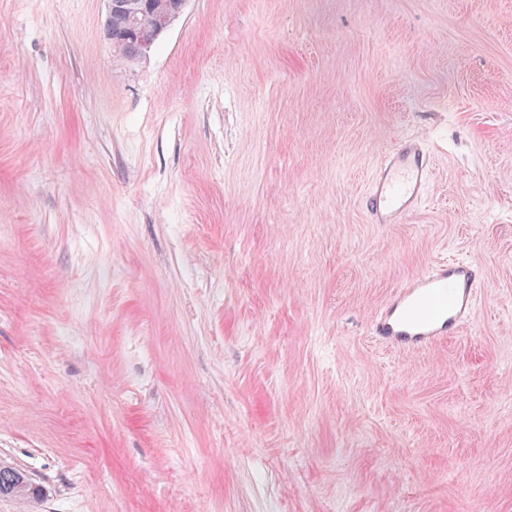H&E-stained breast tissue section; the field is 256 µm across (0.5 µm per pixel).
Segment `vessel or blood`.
I'll list each match as a JSON object with an SVG mask.
<instances>
[{"label":"vessel or blood","instance_id":"obj_1","mask_svg":"<svg viewBox=\"0 0 512 512\" xmlns=\"http://www.w3.org/2000/svg\"><path fill=\"white\" fill-rule=\"evenodd\" d=\"M431 158L420 138L400 141L376 166L365 197L371 223L397 224L429 196ZM478 268L467 262L433 264L400 288L375 319L374 336L400 351L430 347L458 332L476 304Z\"/></svg>","mask_w":512,"mask_h":512}]
</instances>
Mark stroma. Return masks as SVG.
<instances>
[{"label":"stroma","mask_w":512,"mask_h":512,"mask_svg":"<svg viewBox=\"0 0 512 512\" xmlns=\"http://www.w3.org/2000/svg\"><path fill=\"white\" fill-rule=\"evenodd\" d=\"M106 10L0 0V512H512V0H188L132 62ZM448 259L469 322L386 347ZM431 158L421 138L400 141L376 166L365 196L373 224H399L429 196ZM478 268L467 262L433 264L400 288L373 322V334L400 351L431 347L457 333L476 304ZM0 494L12 495L21 500L34 499L41 495V489L20 469L0 464Z\"/></svg>","instance_id":"35a3bbf8"}]
</instances>
